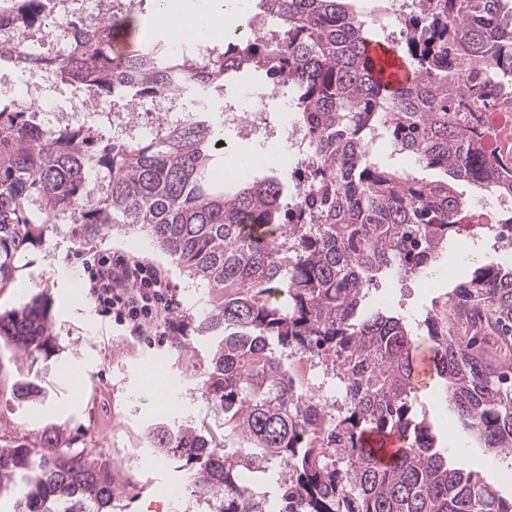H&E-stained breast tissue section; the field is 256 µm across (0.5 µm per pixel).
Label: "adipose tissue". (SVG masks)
Listing matches in <instances>:
<instances>
[{
  "instance_id": "1",
  "label": "adipose tissue",
  "mask_w": 512,
  "mask_h": 512,
  "mask_svg": "<svg viewBox=\"0 0 512 512\" xmlns=\"http://www.w3.org/2000/svg\"><path fill=\"white\" fill-rule=\"evenodd\" d=\"M250 5V0H153L150 22L179 39L212 44L243 28Z\"/></svg>"
}]
</instances>
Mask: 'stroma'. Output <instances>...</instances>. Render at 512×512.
Masks as SVG:
<instances>
[{"mask_svg":"<svg viewBox=\"0 0 512 512\" xmlns=\"http://www.w3.org/2000/svg\"><path fill=\"white\" fill-rule=\"evenodd\" d=\"M108 251L139 258L162 272L175 298L178 323H185L198 308L200 290L145 236L118 232L81 245L68 236L50 234L46 244L29 250L27 264L14 281L0 288V313L22 308L36 296L47 300L56 343L44 381L46 395L26 402L16 399L15 385L32 378L35 369L26 355L0 350V438L30 446L44 428L53 427L62 433L71 452L87 449L92 458L111 463L112 512H151L157 504L198 512L183 472L152 454L148 433L161 421L196 427L214 424L212 405L202 389L207 354L201 347L180 349L178 336L162 335L159 328L148 327L138 334L99 314L89 295L84 265L92 254ZM467 253L477 255L482 263L512 266V246H495L480 236H460L442 256L445 276L384 278L375 283L372 296L407 322H417L427 310L443 305L449 292L468 278L470 265L455 263L457 255ZM149 360L166 371L167 405H160L143 383V367ZM65 365L81 371L80 390H73L60 376ZM416 397L441 444L466 450L470 469L511 500L512 480L503 481L500 473L512 463L495 460L477 448L434 386L421 388Z\"/></svg>","mask_w":512,"mask_h":512,"instance_id":"obj_1","label":"stroma"}]
</instances>
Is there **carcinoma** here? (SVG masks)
<instances>
[{
  "label": "carcinoma",
  "instance_id": "1",
  "mask_svg": "<svg viewBox=\"0 0 512 512\" xmlns=\"http://www.w3.org/2000/svg\"><path fill=\"white\" fill-rule=\"evenodd\" d=\"M110 0L97 24L56 22L53 57L0 35V63L45 69L97 102L193 97L178 121L159 118L147 141L70 125H33L31 104H0V285L22 253L63 226L80 243L112 231L145 233L196 286L185 325L208 347L204 387L216 428L158 422L155 456L186 471L202 512H266L254 480L278 468L279 512H512L466 462L438 449L414 408L417 332L379 307L370 286L436 270L448 243L475 234V206L446 181L424 182L386 164L374 138L454 181L512 198V159L488 154L481 117L512 95V0H426L394 48L414 77L384 88L368 54V23L349 0H259L279 26L208 53L175 56L137 38L135 10ZM50 24L44 0H0V30ZM255 72L294 91L309 136V183L294 202L276 176L227 178L221 153L224 76ZM40 214L29 217L31 207ZM284 293L287 303L274 295ZM425 336L442 395L479 448L512 458V359L484 344L512 339V269L484 264L426 314ZM52 326L39 298L0 314V345L48 359ZM324 359L344 385L334 415L277 348ZM16 384L18 398L43 393ZM396 436L390 465L366 437ZM54 428L35 447H0V499L13 512H106L112 471L62 450Z\"/></svg>",
  "mask_w": 512,
  "mask_h": 512
}]
</instances>
